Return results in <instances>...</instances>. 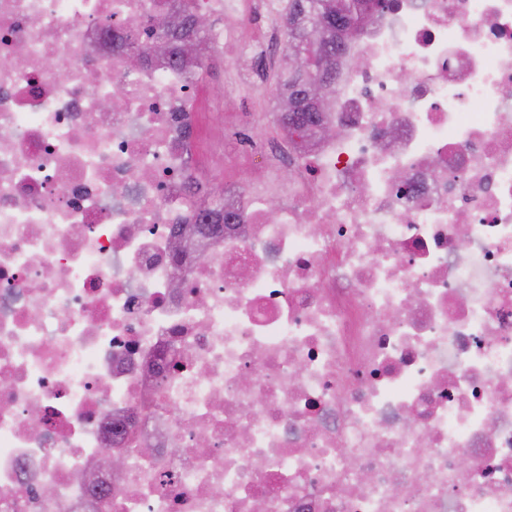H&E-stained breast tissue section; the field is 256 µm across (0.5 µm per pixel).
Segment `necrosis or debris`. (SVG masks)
<instances>
[{
  "label": "necrosis or debris",
  "instance_id": "4bbe7bcc",
  "mask_svg": "<svg viewBox=\"0 0 512 512\" xmlns=\"http://www.w3.org/2000/svg\"><path fill=\"white\" fill-rule=\"evenodd\" d=\"M282 5L0 0V512H512V0H384L312 148L225 111L184 262L204 69L126 55Z\"/></svg>",
  "mask_w": 512,
  "mask_h": 512
}]
</instances>
